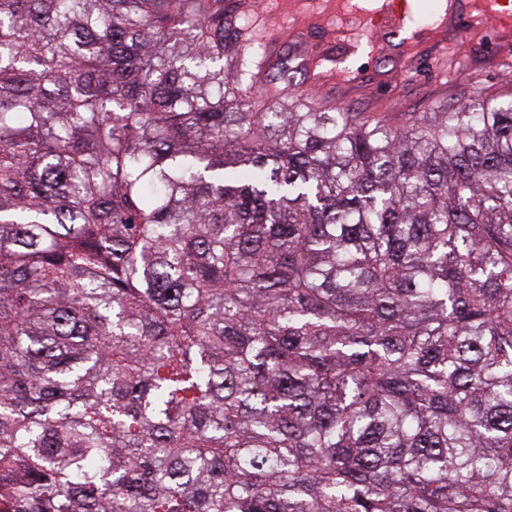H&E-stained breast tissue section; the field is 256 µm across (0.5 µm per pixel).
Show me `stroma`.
<instances>
[{
  "mask_svg": "<svg viewBox=\"0 0 512 512\" xmlns=\"http://www.w3.org/2000/svg\"><path fill=\"white\" fill-rule=\"evenodd\" d=\"M242 1L273 54L287 60L294 86L312 82L315 60L353 72L349 82L330 74L317 83L320 105L398 115L512 94V36L469 26L473 0H411L394 34L369 25L377 0H352L366 15L361 23L337 0Z\"/></svg>",
  "mask_w": 512,
  "mask_h": 512,
  "instance_id": "1",
  "label": "stroma"
}]
</instances>
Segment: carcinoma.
I'll list each match as a JSON object with an SVG mask.
<instances>
[{"label":"carcinoma","mask_w":512,"mask_h":512,"mask_svg":"<svg viewBox=\"0 0 512 512\" xmlns=\"http://www.w3.org/2000/svg\"><path fill=\"white\" fill-rule=\"evenodd\" d=\"M224 0H0V512H512V99L229 79Z\"/></svg>","instance_id":"carcinoma-1"}]
</instances>
